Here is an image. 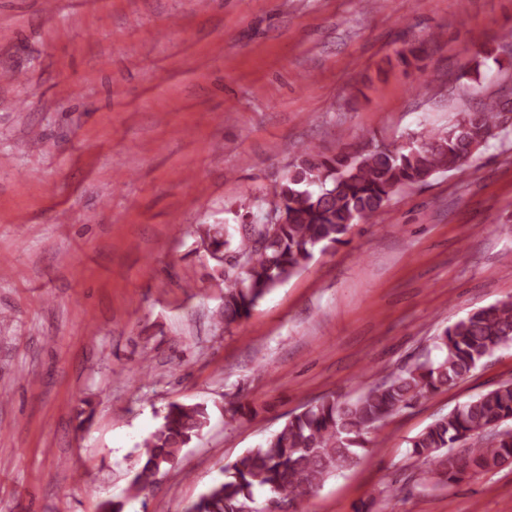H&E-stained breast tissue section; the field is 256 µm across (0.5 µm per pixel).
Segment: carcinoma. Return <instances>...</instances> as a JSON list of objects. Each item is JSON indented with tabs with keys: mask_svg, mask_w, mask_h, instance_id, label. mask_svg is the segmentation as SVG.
I'll use <instances>...</instances> for the list:
<instances>
[{
	"mask_svg": "<svg viewBox=\"0 0 512 512\" xmlns=\"http://www.w3.org/2000/svg\"><path fill=\"white\" fill-rule=\"evenodd\" d=\"M512 115V98H489L460 112L444 129H430L394 150L370 138L358 151L325 155L303 148L288 176L265 199L266 213L287 210L281 223L249 224L236 239L218 228L207 235L212 258L239 256L244 269H224L228 326L306 267L315 251L347 242L355 224L377 213L398 190L457 171L496 136ZM436 359L384 377L354 399L327 395L306 405L265 444L225 464L189 512H296L298 499L317 490L367 450L390 415L472 373L496 350L512 344V299L474 310L434 337ZM208 421L202 405L169 404L142 446L131 488L140 493L174 466L181 450ZM512 382H504L437 418L408 441L409 457L429 466L436 486L470 473L512 465Z\"/></svg>",
	"mask_w": 512,
	"mask_h": 512,
	"instance_id": "carcinoma-1",
	"label": "carcinoma"
}]
</instances>
